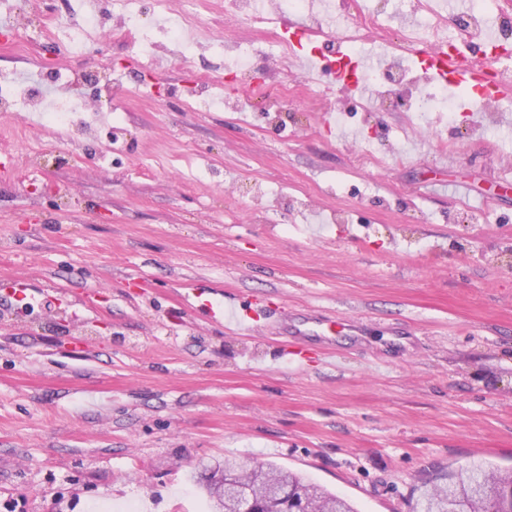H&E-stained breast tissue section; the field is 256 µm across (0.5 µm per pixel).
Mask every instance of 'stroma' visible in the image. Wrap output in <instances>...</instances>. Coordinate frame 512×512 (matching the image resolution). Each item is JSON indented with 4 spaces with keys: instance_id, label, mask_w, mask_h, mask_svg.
I'll return each instance as SVG.
<instances>
[{
    "instance_id": "stroma-1",
    "label": "stroma",
    "mask_w": 512,
    "mask_h": 512,
    "mask_svg": "<svg viewBox=\"0 0 512 512\" xmlns=\"http://www.w3.org/2000/svg\"><path fill=\"white\" fill-rule=\"evenodd\" d=\"M70 2L0 9V71L31 81L50 60L49 96L73 100L70 70L125 73L87 114L117 127L97 146L113 161L0 113V512H211L200 471L228 456L356 512H413L436 467L512 468V128L365 111L373 94L292 69L224 0L198 4L210 35L253 44L255 85L299 88L276 126L262 99L235 110L229 78L197 111L223 59L142 70L136 29L72 56L32 28ZM11 277L42 289L22 316ZM189 283L274 313L229 333L181 306ZM312 312L362 318L365 345H298L283 325Z\"/></svg>"
}]
</instances>
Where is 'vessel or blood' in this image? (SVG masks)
<instances>
[{
	"mask_svg": "<svg viewBox=\"0 0 512 512\" xmlns=\"http://www.w3.org/2000/svg\"><path fill=\"white\" fill-rule=\"evenodd\" d=\"M284 39L288 42L302 63L315 68L319 73L331 77L343 86L356 89L361 81L356 77V61L345 53L340 43L325 42L312 45L307 30L302 23L284 25ZM486 49L483 59L463 61L458 54L448 53L443 42L416 49L415 57L422 70L435 81L448 87H462L480 98L493 100L512 95V87L502 81L489 78L492 64L500 59L496 45L491 39H484ZM184 301L203 318L224 326L237 327L239 331L250 332L257 326L260 316L252 306L224 305L204 293L187 291ZM366 329L359 318L349 317L335 322L326 316L316 315L306 318L293 331L295 339L304 341L309 337L319 338L325 349H341L344 343L361 346Z\"/></svg>",
	"mask_w": 512,
	"mask_h": 512,
	"instance_id": "b4317fda",
	"label": "vessel or blood"
}]
</instances>
